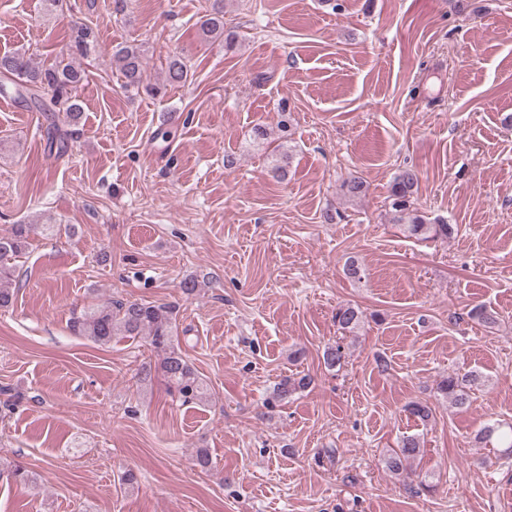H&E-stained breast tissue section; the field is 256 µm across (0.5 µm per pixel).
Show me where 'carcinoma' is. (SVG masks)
I'll return each mask as SVG.
<instances>
[{
	"label": "carcinoma",
	"mask_w": 512,
	"mask_h": 512,
	"mask_svg": "<svg viewBox=\"0 0 512 512\" xmlns=\"http://www.w3.org/2000/svg\"><path fill=\"white\" fill-rule=\"evenodd\" d=\"M205 40L224 43L231 50L235 36L224 30V0H213L211 10L199 20ZM96 42L93 27L85 23L72 25V48L85 56ZM113 54L121 63L125 87L143 88L153 96L165 94L167 87L184 85L189 81V66L174 56L168 59L164 85L146 83L143 52L133 44H119ZM84 81V71L68 63H54L48 67L33 64L26 51L17 49L0 56V92L13 90L17 97L29 101L44 114L47 127L48 149L59 154L69 151L68 131L59 126L65 120L70 126L80 123L82 107L78 88ZM419 174L412 168H403L394 176L391 186L392 223L398 225L410 238L420 241H438L451 237L455 225L444 220L428 221L414 207ZM343 195L351 200L366 195V182L359 176H351L341 185ZM52 224H14L7 232L0 233V284L13 279L14 261L25 251L33 234L48 235ZM178 306L174 303H139L136 301L110 300L102 306H91L73 315L70 328L74 335L93 343L106 345L114 336L142 337L148 341L159 357L155 371L161 373L169 393L182 402L191 403L205 395L202 378L183 355L177 334ZM341 334L351 333L359 326L361 314L353 306L336 309L334 316ZM150 368H143L141 381L152 380ZM483 376L477 371L463 375L451 374L437 383V390L453 404L462 407L469 399L470 390L481 384ZM306 375L294 381H285L277 387V398L285 400L298 390L306 388ZM480 443L496 442L498 447L512 452V424H492L481 429L475 436ZM421 453V440L416 435L403 437L400 446L384 459L388 471L399 474L408 462Z\"/></svg>",
	"instance_id": "cac0c4a2"
}]
</instances>
